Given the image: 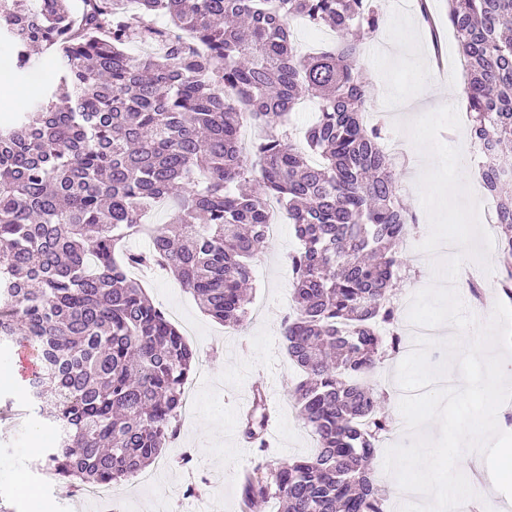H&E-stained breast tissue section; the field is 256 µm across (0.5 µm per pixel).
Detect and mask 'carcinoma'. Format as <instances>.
I'll list each match as a JSON object with an SVG mask.
<instances>
[{
	"mask_svg": "<svg viewBox=\"0 0 512 512\" xmlns=\"http://www.w3.org/2000/svg\"><path fill=\"white\" fill-rule=\"evenodd\" d=\"M295 17L336 32V45L302 54ZM383 21L380 0H0L16 68L35 46L56 63L42 98L0 123V346L36 355L28 402L54 434L43 474L116 485L159 458L197 354L129 268L163 264L205 314L237 326L274 200L300 242L280 330L318 448L273 471L256 465L241 508L275 495L285 512H386L369 465L392 426L366 377L398 351L393 291L416 215L385 127L364 117L362 44ZM448 26L512 298V0H448ZM136 42L161 51L133 59ZM305 98L319 112L300 148L288 119ZM244 114L263 132L251 156ZM162 198L169 223H143V206ZM141 234L148 249H122ZM264 410L258 390L241 423L262 446Z\"/></svg>",
	"mask_w": 512,
	"mask_h": 512,
	"instance_id": "carcinoma-1",
	"label": "carcinoma"
}]
</instances>
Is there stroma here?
Masks as SVG:
<instances>
[{"label":"stroma","mask_w":512,"mask_h":512,"mask_svg":"<svg viewBox=\"0 0 512 512\" xmlns=\"http://www.w3.org/2000/svg\"><path fill=\"white\" fill-rule=\"evenodd\" d=\"M434 18L426 26L414 0L403 11L390 8L379 36L367 43L362 64L388 51L390 70L374 78L370 109L385 115L392 144L398 145L402 180L420 176L426 162L406 134L396 132V122L412 115L417 104L434 99L440 86L460 83L462 66L456 39L448 26L447 0H429ZM298 241L291 228L268 242L254 262L246 321L228 327L206 316L195 296L182 288L171 274L147 280L145 292L152 302L176 312L177 326L197 353L206 355L205 369L194 370L189 379L196 397L193 415H179L180 433L158 463L149 467L156 477L151 490H142L136 477L117 485L124 495V512H242L240 477L257 462L269 466L313 453L314 437L308 431L290 397L299 374L290 364L279 333L280 322L292 303L293 283L288 254ZM406 269L394 298L401 311H408L412 296L431 282L428 269L434 255L416 254L404 246ZM400 356H390L377 369L373 382L383 390V411L391 415L394 443H406L410 435L396 413L403 390L396 380ZM276 382V417L266 426V447L246 443L239 429L242 401L255 389ZM50 445L47 431L36 430L29 421H0V497L10 501L14 512H96L94 503L68 495L65 488L37 468L30 452L32 443ZM189 452L183 461L181 452ZM196 484L194 496H183L187 484Z\"/></svg>","instance_id":"stroma-1"}]
</instances>
